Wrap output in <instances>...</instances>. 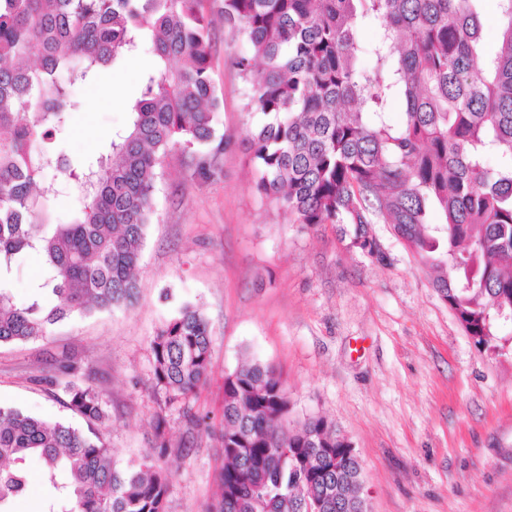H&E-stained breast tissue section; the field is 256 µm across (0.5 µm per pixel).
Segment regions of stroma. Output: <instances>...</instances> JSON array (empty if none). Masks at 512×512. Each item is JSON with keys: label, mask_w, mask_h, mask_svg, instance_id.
<instances>
[{"label": "stroma", "mask_w": 512, "mask_h": 512, "mask_svg": "<svg viewBox=\"0 0 512 512\" xmlns=\"http://www.w3.org/2000/svg\"><path fill=\"white\" fill-rule=\"evenodd\" d=\"M212 20L211 76L222 101L216 128L228 142L203 180L179 148L158 167L157 207L128 309L74 315L44 338L0 346V406L49 421L71 418L51 363L79 365L76 378L102 391V434L127 462L154 443L158 410L149 340L181 303L199 306L212 338L207 383L193 410L220 419L224 378L250 356L276 366L289 422L321 415L359 457L371 489L368 512H512V320L476 346L391 225L372 227L383 253L350 247L331 224L292 223L255 189L249 131L260 120L233 63L241 36ZM152 67L140 52L114 65L122 94L81 92L58 148L80 160L108 154L113 132ZM169 512H203L217 488L222 448L187 433L168 411Z\"/></svg>", "instance_id": "stroma-1"}]
</instances>
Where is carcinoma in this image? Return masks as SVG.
I'll list each match as a JSON object with an SVG mask.
<instances>
[{
	"mask_svg": "<svg viewBox=\"0 0 512 512\" xmlns=\"http://www.w3.org/2000/svg\"><path fill=\"white\" fill-rule=\"evenodd\" d=\"M204 2L0 0V344L42 338L74 313L132 306L161 157L179 146L199 175L213 173L227 142L216 131ZM480 2L221 0L220 11L246 44L234 64L261 114L249 137L257 191L294 223L334 224L377 258L371 225H392L436 272L434 288L465 333L488 346L498 309L512 311V0H496L495 53L483 51ZM367 25L377 30L368 51L359 37ZM143 49L154 66L106 157L76 167L41 146L66 129L76 86ZM396 101L403 118L394 124ZM58 173L81 194L66 224L46 219ZM29 254L42 276L18 304L6 279ZM149 347L163 397L151 452L124 465L112 457L99 432L103 394L70 380L76 366L61 358L67 405L87 428L0 407V509L26 494L21 464L32 459L52 492L47 512H168L166 409L175 405L223 448L206 512H252L258 487L274 512L336 492L325 461L345 453L341 434L319 415L288 426L273 366L245 361L224 381L219 425L191 411L211 368L200 308L181 304Z\"/></svg>",
	"mask_w": 512,
	"mask_h": 512,
	"instance_id": "1",
	"label": "carcinoma"
}]
</instances>
